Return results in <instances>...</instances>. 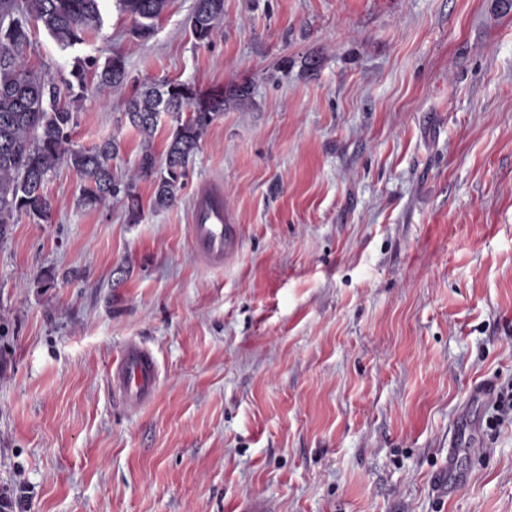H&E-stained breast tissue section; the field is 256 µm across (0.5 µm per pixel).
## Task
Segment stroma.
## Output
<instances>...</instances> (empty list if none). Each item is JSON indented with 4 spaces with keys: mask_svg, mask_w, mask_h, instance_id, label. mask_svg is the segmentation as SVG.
Segmentation results:
<instances>
[{
    "mask_svg": "<svg viewBox=\"0 0 512 512\" xmlns=\"http://www.w3.org/2000/svg\"><path fill=\"white\" fill-rule=\"evenodd\" d=\"M192 6L138 38L103 0L66 52L27 23L36 72L123 57L73 133L116 139L119 177L136 90L245 82L251 102L211 124L172 207L147 180L139 223L81 206L63 163L51 221L0 237V512H512V11L224 0L200 45ZM215 182L238 240L220 267L189 230ZM131 340L159 364L137 410L110 383ZM452 458L468 480L446 496Z\"/></svg>",
    "mask_w": 512,
    "mask_h": 512,
    "instance_id": "obj_1",
    "label": "stroma"
}]
</instances>
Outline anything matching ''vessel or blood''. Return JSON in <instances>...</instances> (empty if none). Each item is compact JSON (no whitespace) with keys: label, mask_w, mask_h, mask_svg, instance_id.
Listing matches in <instances>:
<instances>
[{"label":"vessel or blood","mask_w":512,"mask_h":512,"mask_svg":"<svg viewBox=\"0 0 512 512\" xmlns=\"http://www.w3.org/2000/svg\"><path fill=\"white\" fill-rule=\"evenodd\" d=\"M224 191L213 185L199 191L191 217V239L197 254L207 263L220 265L238 241L225 222ZM159 370L153 353L131 341L112 365V391L125 405L137 409L148 404L156 391Z\"/></svg>","instance_id":"b4317fda"}]
</instances>
